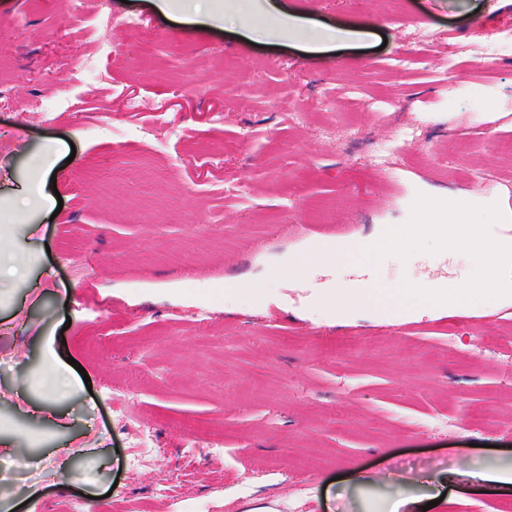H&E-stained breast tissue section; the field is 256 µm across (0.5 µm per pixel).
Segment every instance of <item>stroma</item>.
<instances>
[{
	"mask_svg": "<svg viewBox=\"0 0 512 512\" xmlns=\"http://www.w3.org/2000/svg\"><path fill=\"white\" fill-rule=\"evenodd\" d=\"M274 2L366 27L365 46L305 53L268 17L246 37L237 0H206L212 27L153 0H0V224L29 269L0 289V434L36 452L16 475L0 447V512L89 497L114 512H296L304 479L297 512H370L440 482L464 499L431 512L512 503L477 478L512 464V297L341 314L343 292L458 284L474 264L309 260L377 241L420 192L499 203L491 232L512 240V0ZM103 17L137 25L108 30L99 74L72 73ZM52 147L62 209L28 211L18 190ZM47 336L90 377L59 406L40 397ZM191 424L223 451L184 447ZM308 458L325 465L307 479Z\"/></svg>",
	"mask_w": 512,
	"mask_h": 512,
	"instance_id": "obj_1",
	"label": "stroma"
}]
</instances>
